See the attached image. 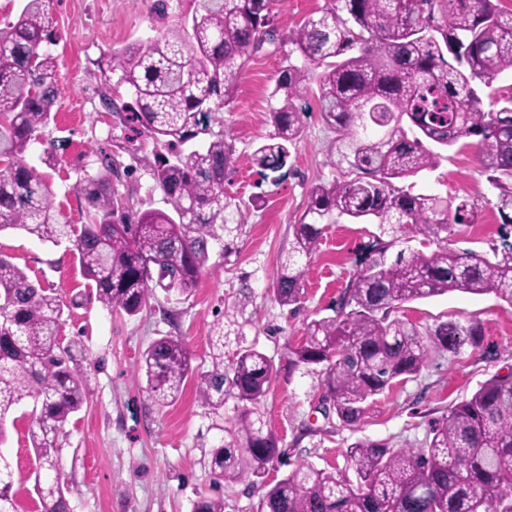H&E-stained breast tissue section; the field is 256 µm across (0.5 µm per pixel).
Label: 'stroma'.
I'll use <instances>...</instances> for the list:
<instances>
[{
  "instance_id": "1",
  "label": "stroma",
  "mask_w": 512,
  "mask_h": 512,
  "mask_svg": "<svg viewBox=\"0 0 512 512\" xmlns=\"http://www.w3.org/2000/svg\"><path fill=\"white\" fill-rule=\"evenodd\" d=\"M54 8L57 41L51 51L58 59L59 108L43 142L31 145L28 162L41 166L44 148L52 149L56 164L47 171L52 203L68 223L84 221L86 202L74 185L82 172L97 170L103 149L119 169L115 188L129 195L135 209L164 208L151 176L154 144L142 138L126 142L119 116L107 112L103 103L105 77L98 66L112 51L153 36L146 0H54ZM284 65L280 52L254 57L219 114L235 147L234 169L224 187L248 206L255 195L263 202L257 209L249 206L245 224L234 233L232 254H212L190 297L165 307L151 304L135 319L107 311L87 288L68 243L56 246L20 230L0 233V253L61 296L65 313L60 334L83 348L79 365L88 379L89 397L66 424L61 451L73 512H191L201 495L223 497L224 512H258L260 494L248 480L220 487L211 481L210 453L236 416L234 400L212 410L199 400L191 378L166 408L154 406L143 393L140 356L164 335L182 337L194 365L206 369L213 325L220 319L225 359L251 344L273 359L279 375L260 406L282 452L269 467L272 483L304 460L319 468L348 469L349 447L363 440L393 448L422 447L432 418L470 397L492 376L512 372V305L492 294L454 291L406 303L400 315L423 330L442 321L477 319L484 335L481 348H466L455 356L432 351L416 376L374 396L358 426L324 417L317 372L289 369L286 349L304 341L308 322L329 316L356 270L362 245L377 227L347 220L328 225L306 266L299 310L288 313L274 301L272 275L288 252L292 226L306 209L309 191L337 175L329 155L334 134L320 118L313 87L296 101L304 134L285 168L266 177L254 160L263 136L273 130L270 112L279 101L271 91ZM411 183L414 192L438 193L452 203L468 201L479 208V223L456 226L454 248L486 253L499 244L497 192L480 172L476 147L443 151L438 167L419 173ZM28 410L24 404L14 412L0 452L14 471L17 512H42L31 475Z\"/></svg>"
}]
</instances>
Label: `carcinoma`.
<instances>
[{"label": "carcinoma", "mask_w": 512, "mask_h": 512, "mask_svg": "<svg viewBox=\"0 0 512 512\" xmlns=\"http://www.w3.org/2000/svg\"><path fill=\"white\" fill-rule=\"evenodd\" d=\"M0 27V232L21 229L42 241L70 242L88 287L104 308L133 318L161 288L166 298L197 287L213 245L244 223L245 211L224 191L234 148L217 115L235 92L246 63L266 47L292 45L301 64L288 62L272 96L273 132L255 150L258 165L278 172L303 133L294 99L318 87L322 121L335 133L331 152L341 176L312 187L288 256L273 274V298L294 312L301 281L325 228L341 220L378 225L359 268L340 292L334 315L313 319L303 343L288 349L290 365L318 371L324 401L346 427L363 420L369 398L418 374L430 351L452 354L483 343L480 323L444 321L421 331L398 317L404 303L461 291L493 293L512 305V241L489 254L450 247L456 224H474L478 210L436 194H414L394 180L435 168L441 154L471 139L480 172L498 190L497 210L512 224V92L484 107L474 88L512 71V11L502 0H327L288 36L275 22L277 0H191L190 22L101 60L118 75L102 94L110 112L125 113L137 135L159 146L152 178L170 211L135 212L114 187L112 155L86 173L74 190L88 203L86 223L65 224L51 201L46 174L26 161L54 119L58 59L53 44L54 0H24ZM323 71H318V68ZM131 101L117 104L114 89ZM506 105L497 109L495 104ZM206 136L190 151L185 146ZM414 226L437 250L388 252ZM64 302L50 288L0 254V446L18 405L33 401L29 441L43 512H70L60 467L65 425L89 395L75 365L78 342L59 336ZM178 336L153 340L142 355V391L158 407L175 401L188 376L202 403L214 410L236 401L227 438L213 448L210 469L220 486L244 478L262 489L260 512H512V373L494 376L452 406L431 428L422 448L357 442L349 460L356 474L301 461L275 483L269 463L279 440L265 428L259 407L279 374L256 347L224 364V347L211 368L196 371ZM54 472L47 485L41 471ZM0 512H16L14 473L0 454ZM193 512H224V498L201 496Z\"/></svg>", "instance_id": "cac0c4a2"}]
</instances>
